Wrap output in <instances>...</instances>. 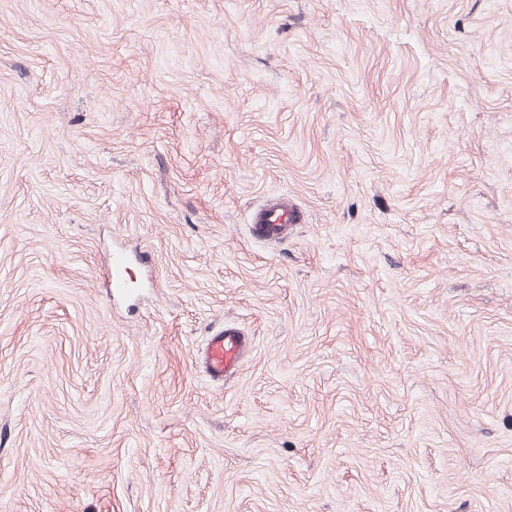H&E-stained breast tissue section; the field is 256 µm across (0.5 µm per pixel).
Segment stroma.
<instances>
[{
	"label": "stroma",
	"mask_w": 512,
	"mask_h": 512,
	"mask_svg": "<svg viewBox=\"0 0 512 512\" xmlns=\"http://www.w3.org/2000/svg\"><path fill=\"white\" fill-rule=\"evenodd\" d=\"M0 512H512V0H0ZM301 218V211L288 198H279L253 211L251 233L266 241L282 239L287 235L288 224H296ZM130 256L123 251H114L112 253L110 267L108 272V286L112 296H120L131 288L126 277L127 269L130 264ZM246 347L247 338L240 329L224 326L207 341L202 357L205 372L213 380L224 381L240 368Z\"/></svg>",
	"instance_id": "stroma-1"
}]
</instances>
